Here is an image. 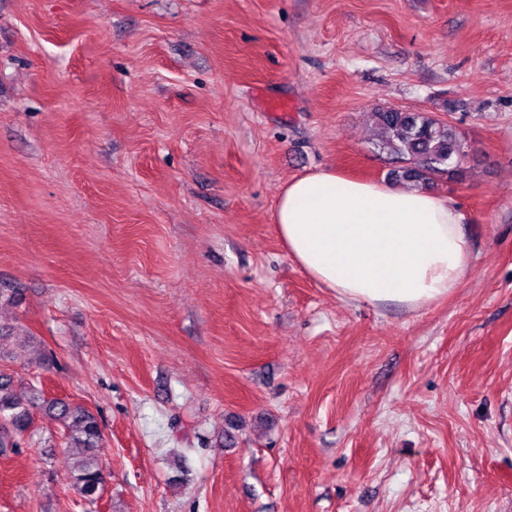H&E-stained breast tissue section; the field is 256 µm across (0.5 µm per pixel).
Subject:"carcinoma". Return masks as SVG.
Segmentation results:
<instances>
[{
    "mask_svg": "<svg viewBox=\"0 0 512 512\" xmlns=\"http://www.w3.org/2000/svg\"><path fill=\"white\" fill-rule=\"evenodd\" d=\"M373 117L384 133L377 150L396 163L390 172L392 179L417 185L439 175H461L468 153L453 124L425 112L392 108L375 112ZM41 399L52 420L63 428L65 447L83 449L71 466L72 489L90 502L97 500L106 479L94 454L102 431L98 419L88 409L64 399L45 400L34 386L17 384L11 376L0 374V448L18 446V438L31 425L29 408Z\"/></svg>",
    "mask_w": 512,
    "mask_h": 512,
    "instance_id": "obj_1",
    "label": "carcinoma"
}]
</instances>
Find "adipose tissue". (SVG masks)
<instances>
[{"instance_id": "obj_1", "label": "adipose tissue", "mask_w": 512, "mask_h": 512, "mask_svg": "<svg viewBox=\"0 0 512 512\" xmlns=\"http://www.w3.org/2000/svg\"><path fill=\"white\" fill-rule=\"evenodd\" d=\"M449 200L327 168L293 179L273 214L291 258L346 300L416 310L457 288L469 262Z\"/></svg>"}]
</instances>
